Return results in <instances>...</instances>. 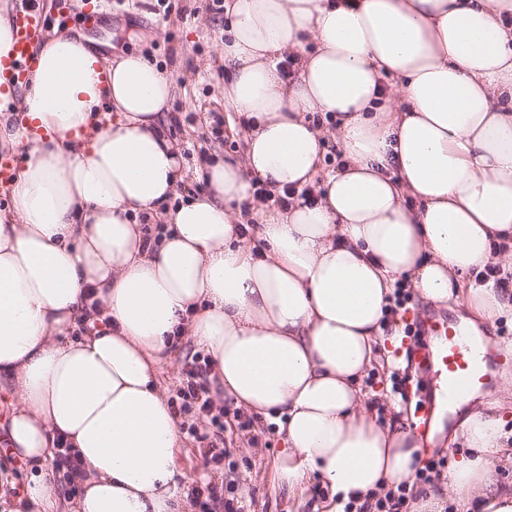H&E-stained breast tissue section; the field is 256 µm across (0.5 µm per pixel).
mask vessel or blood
<instances>
[{
	"label": "vessel or blood",
	"instance_id": "obj_1",
	"mask_svg": "<svg viewBox=\"0 0 512 512\" xmlns=\"http://www.w3.org/2000/svg\"><path fill=\"white\" fill-rule=\"evenodd\" d=\"M15 24L12 77L21 84L35 65L32 41L41 26V16L29 0H22ZM412 322L416 334L404 337L400 348L419 381L412 429L426 444L439 427L447 425L449 401L486 385L490 375L484 372L479 355L466 345L463 329L451 327L446 319L431 314L413 317Z\"/></svg>",
	"mask_w": 512,
	"mask_h": 512
}]
</instances>
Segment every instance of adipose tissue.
I'll list each match as a JSON object with an SVG mask.
<instances>
[{
    "label": "adipose tissue",
    "mask_w": 512,
    "mask_h": 512,
    "mask_svg": "<svg viewBox=\"0 0 512 512\" xmlns=\"http://www.w3.org/2000/svg\"><path fill=\"white\" fill-rule=\"evenodd\" d=\"M224 103L242 158H212L179 199L180 152L164 115L169 76L140 54L95 55L50 35L25 87L10 80L13 20L0 8V146L26 149L0 209V386L6 443L35 465L10 512H53L47 463L68 443L80 492L67 512H193L176 463L181 431L156 367L175 335L211 357L218 395L278 427L275 479L337 499L411 479L421 453L380 426L359 380L383 344L386 297L405 278L426 301L493 319L512 289L463 286L512 240V0H226ZM115 112L98 126L101 109ZM331 113L343 164L313 201ZM281 196L275 210L253 184ZM163 215L146 235L142 216ZM469 453L425 487L512 512L495 463L512 461L502 414L477 394Z\"/></svg>",
    "instance_id": "1"
}]
</instances>
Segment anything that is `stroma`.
I'll return each mask as SVG.
<instances>
[{"label":"stroma","mask_w":512,"mask_h":512,"mask_svg":"<svg viewBox=\"0 0 512 512\" xmlns=\"http://www.w3.org/2000/svg\"><path fill=\"white\" fill-rule=\"evenodd\" d=\"M88 0H39L44 32L66 35L82 32L100 41L103 55L116 60L138 52L167 72L174 86L169 115L171 133L182 146V179L179 192H195L204 185L199 158L203 151L218 156L238 157L243 153L240 138L228 126H217L227 118L224 109V61L221 56L228 18L213 0H102L94 24H87ZM404 355L376 361L359 385L374 397L379 424L393 417L409 419L408 409L391 390L393 368H405ZM236 407L224 402L225 453L213 460L206 444L191 436L181 438L177 463L189 478L190 487L224 489L233 482L234 497L241 512H311L313 499L324 498L327 490L313 483L308 496L289 493L279 485L275 468L283 451L277 430L255 424L252 431L238 427Z\"/></svg>","instance_id":"stroma-1"}]
</instances>
